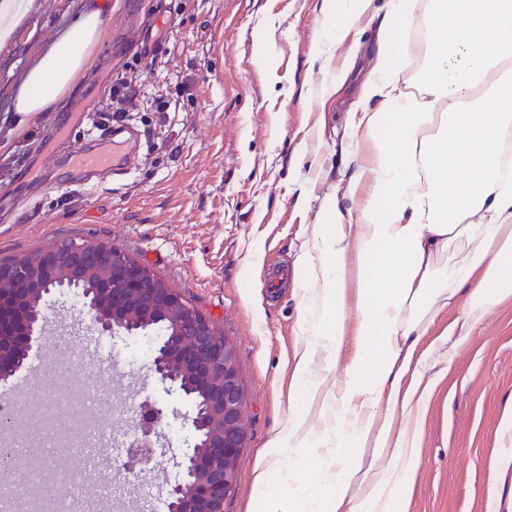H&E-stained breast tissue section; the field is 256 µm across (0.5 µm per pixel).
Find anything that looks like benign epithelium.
I'll return each mask as SVG.
<instances>
[{
    "mask_svg": "<svg viewBox=\"0 0 512 512\" xmlns=\"http://www.w3.org/2000/svg\"><path fill=\"white\" fill-rule=\"evenodd\" d=\"M43 268L62 266L63 283L100 275L99 287L83 300L90 326L101 335H147L155 325L163 337L152 349L157 378L180 390L193 403L188 416L195 437L191 455L182 463L184 479L168 492L167 512H224L232 493L237 463L246 438V397L238 356L212 321L132 254L91 241H66L38 252ZM35 282L27 259L0 262V380L19 371L31 348L55 356L59 346L43 336L45 296L50 288L23 289ZM162 412L145 399L138 437L124 468L128 482L154 468V448Z\"/></svg>",
    "mask_w": 512,
    "mask_h": 512,
    "instance_id": "7a95c632",
    "label": "benign epithelium"
}]
</instances>
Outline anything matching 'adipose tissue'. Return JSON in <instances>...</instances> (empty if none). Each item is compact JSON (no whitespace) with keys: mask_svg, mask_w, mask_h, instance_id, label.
<instances>
[{"mask_svg":"<svg viewBox=\"0 0 512 512\" xmlns=\"http://www.w3.org/2000/svg\"><path fill=\"white\" fill-rule=\"evenodd\" d=\"M372 68L347 114L369 144L352 153L342 194L321 201V229L298 257L310 296L301 321L308 341L296 360L299 387L287 424L265 454L310 448L329 461L309 492L295 473L281 474L287 497L268 493L269 465L256 476L262 512H397L418 466L415 437L394 433L396 413L420 409L425 394H398L411 356L437 307L464 300L476 326L512 299V109L500 78L512 62V0H389ZM372 0H324L330 38L345 39ZM83 13L69 34L29 70L15 111H52L84 76L103 28ZM427 58L418 76L408 63ZM361 197L357 208L340 196ZM360 313L356 353L329 386L311 372L315 350L344 346V310ZM320 418L310 421L311 406ZM352 416L344 434L339 425ZM373 449L386 466L357 478L358 451Z\"/></svg>","mask_w":512,"mask_h":512,"instance_id":"ef3b65f1","label":"adipose tissue"}]
</instances>
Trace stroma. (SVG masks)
I'll return each instance as SVG.
<instances>
[{
    "instance_id": "35a3bbf8",
    "label": "stroma",
    "mask_w": 512,
    "mask_h": 512,
    "mask_svg": "<svg viewBox=\"0 0 512 512\" xmlns=\"http://www.w3.org/2000/svg\"><path fill=\"white\" fill-rule=\"evenodd\" d=\"M22 19L0 38V258L20 259L60 242L95 240L140 259L184 295L235 349L249 403L233 495L224 512H260L255 477L269 439L288 420L293 357L306 343L300 321L307 289L297 258L317 224L319 199L347 180L345 118L365 79L377 21L363 19L353 42H333L323 0H21ZM105 23L87 78L55 111L21 117L13 104L27 71L81 13ZM272 37L268 57L259 41ZM349 67L339 94L332 74ZM141 94L107 120L116 77ZM134 136L125 174L74 167L77 150L104 148L114 130ZM463 303L435 308L414 352L433 385L418 418L419 466L401 512H512V301L463 330ZM347 309L342 352L317 350L312 369L342 379L359 338ZM129 337L87 332L74 344L68 379L36 376L42 399L63 402L69 386L101 402L96 445L39 418L19 424L24 463L52 478H90L92 507L79 512H165L171 485L195 439L184 428L191 402L131 360ZM162 410L158 464L128 485L122 450L107 446L133 430L132 406ZM53 431L56 447L34 437Z\"/></svg>"
}]
</instances>
